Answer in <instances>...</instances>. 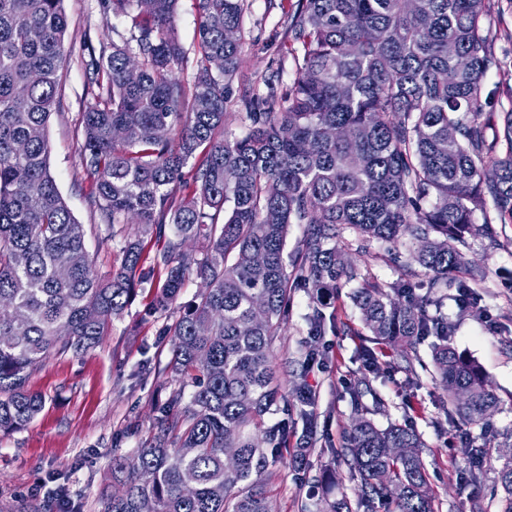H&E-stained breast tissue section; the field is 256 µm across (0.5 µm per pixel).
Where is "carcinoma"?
<instances>
[{"instance_id":"carcinoma-1","label":"carcinoma","mask_w":512,"mask_h":512,"mask_svg":"<svg viewBox=\"0 0 512 512\" xmlns=\"http://www.w3.org/2000/svg\"><path fill=\"white\" fill-rule=\"evenodd\" d=\"M62 0H0V432L26 428L44 400L27 388L53 356L95 348L138 292L148 313L167 311L186 283L201 288L178 306L165 370L179 388L159 405L151 436L112 454L121 487L102 512H271L274 467L288 451L290 400L319 355L304 344L293 392L281 321L292 290L323 293L360 278L337 245L361 242L409 252L427 278L362 281L355 300L368 341L412 350L434 336L432 360L446 414L485 423L502 403L482 368L448 343L451 326L430 314L457 273V289L485 280L464 261L466 236L496 237L512 224V108L493 120L489 90L491 0H298L282 51L296 72L286 94L275 79L226 127L230 89L244 62L248 0H196L197 42L174 33L178 0H108L129 37L84 42L94 102L81 115L89 197L122 237L121 264L100 275L51 175L46 127L68 47ZM192 69L185 84L179 72ZM189 186L182 194L180 188ZM482 215V223L475 221ZM138 225L134 236L124 225ZM305 226L286 253L288 229ZM163 241L150 264L152 239ZM188 241L200 243L186 250ZM414 428L377 426L359 414L336 453L358 487L320 512H434ZM490 460L471 449L466 482ZM496 512H512V451L499 455Z\"/></svg>"}]
</instances>
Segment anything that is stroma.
I'll list each match as a JSON object with an SVG mask.
<instances>
[{"label":"stroma","instance_id":"obj_1","mask_svg":"<svg viewBox=\"0 0 512 512\" xmlns=\"http://www.w3.org/2000/svg\"><path fill=\"white\" fill-rule=\"evenodd\" d=\"M68 20L67 42L80 46L84 37L98 39L124 31L120 18L104 12L101 0H62ZM286 16L276 0H251L245 22L244 75L233 84L234 96L263 90V79L277 71L283 85L294 78L295 63L280 46L287 35ZM493 51L497 60L486 79L488 87L512 86V0H495ZM79 55L61 65L58 105L47 138L49 167L73 217L84 225L86 247L100 272L120 263L119 245L104 242V227L89 200L90 180L80 158L83 130L79 115L92 103ZM348 258L369 279L390 284L407 271L387 261L385 245L360 246L353 234L341 240ZM466 260L485 267L487 278L475 287L479 312L461 311L445 299L441 313L452 326L449 343L476 360L488 375L502 404L488 425L449 419L445 392L435 372L431 344L425 337L415 352L375 346L374 367L362 359L363 326L355 306L354 285L317 301L311 289H297L281 324L282 342L297 357L308 339L315 312L325 316L321 341L325 357L306 380L316 392L318 432L314 448L302 464L285 460L272 502L273 512H301L324 499H356V485L336 454L357 406L370 408L379 426L409 423L421 435L423 458L432 488L435 512H470L473 496L488 498L497 479L487 468L483 483L463 481L466 451L473 445H512V225L498 227L495 239L468 238ZM148 293H139L122 317L114 319L101 344L78 356L53 357L33 373L30 390L46 398L44 410L25 429L0 432V512H38L50 488V477L69 490V512H100V497L112 491V453H131L147 436L157 416V402L179 387L159 367L169 359L166 329L172 313L144 318Z\"/></svg>","mask_w":512,"mask_h":512}]
</instances>
